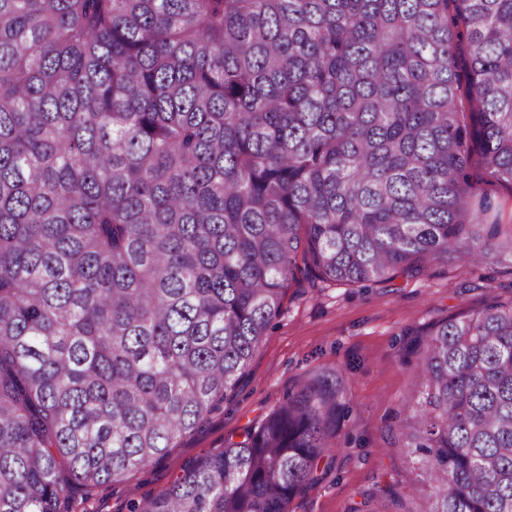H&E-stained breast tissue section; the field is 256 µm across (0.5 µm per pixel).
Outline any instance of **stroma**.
I'll use <instances>...</instances> for the list:
<instances>
[{
  "label": "stroma",
  "instance_id": "1",
  "mask_svg": "<svg viewBox=\"0 0 512 512\" xmlns=\"http://www.w3.org/2000/svg\"><path fill=\"white\" fill-rule=\"evenodd\" d=\"M512 299V275L497 265L438 264L414 278L367 287L330 283L289 288L283 312L263 339L236 397L162 459L119 483H106L62 502L63 512H129L133 500L167 489L227 437L258 424L301 376L332 367L348 377L353 411L341 422L339 449L321 480L297 496L290 512H352L376 482L396 479L402 506L375 500L373 512H413L417 495L404 449L387 432L402 418L415 375L404 360L411 332L480 308L487 293Z\"/></svg>",
  "mask_w": 512,
  "mask_h": 512
}]
</instances>
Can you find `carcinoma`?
Here are the masks:
<instances>
[{"label":"carcinoma","mask_w":512,"mask_h":512,"mask_svg":"<svg viewBox=\"0 0 512 512\" xmlns=\"http://www.w3.org/2000/svg\"><path fill=\"white\" fill-rule=\"evenodd\" d=\"M475 166L512 187V0H0V512L167 455L293 285L512 269ZM405 360L417 512H512V299ZM350 403L319 369L131 512H288Z\"/></svg>","instance_id":"cac0c4a2"}]
</instances>
